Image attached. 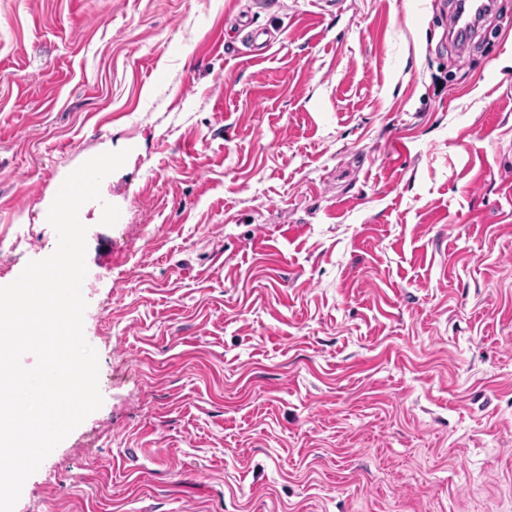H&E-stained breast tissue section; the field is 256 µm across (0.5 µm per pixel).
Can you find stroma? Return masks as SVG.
I'll list each match as a JSON object with an SVG mask.
<instances>
[{
    "mask_svg": "<svg viewBox=\"0 0 512 512\" xmlns=\"http://www.w3.org/2000/svg\"><path fill=\"white\" fill-rule=\"evenodd\" d=\"M505 2L461 52L453 0H0V286L129 152L79 212L103 404L14 512H512Z\"/></svg>",
    "mask_w": 512,
    "mask_h": 512,
    "instance_id": "1",
    "label": "stroma"
}]
</instances>
